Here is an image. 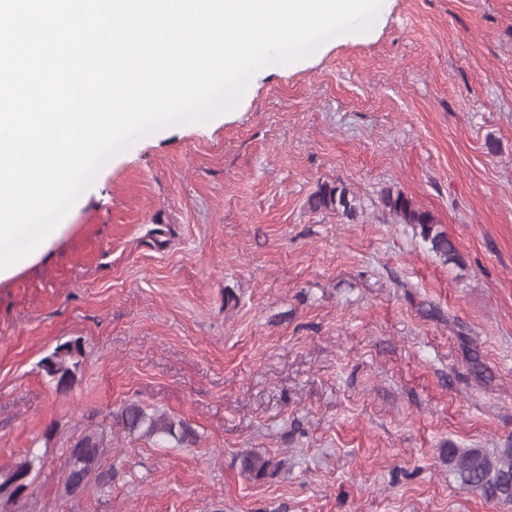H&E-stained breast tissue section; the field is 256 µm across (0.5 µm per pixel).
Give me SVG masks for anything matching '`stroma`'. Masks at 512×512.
<instances>
[{"label": "stroma", "instance_id": "obj_1", "mask_svg": "<svg viewBox=\"0 0 512 512\" xmlns=\"http://www.w3.org/2000/svg\"><path fill=\"white\" fill-rule=\"evenodd\" d=\"M323 184L356 218L310 209ZM64 222L0 281V467L46 460L19 512H512L445 454L512 448V0H389L222 121L137 139ZM75 339L60 394L40 361ZM133 401L196 443L113 437L111 484L64 495L71 438ZM384 209L401 224H410L420 229V236L429 242L430 249L447 262H456L459 259L457 250L448 235L438 228L436 216L420 208L411 197L397 191L386 190L381 196ZM241 470L248 477L253 479L265 478L269 474L275 473L280 462H275L271 457H266L257 453H247L241 458Z\"/></svg>", "mask_w": 512, "mask_h": 512}]
</instances>
